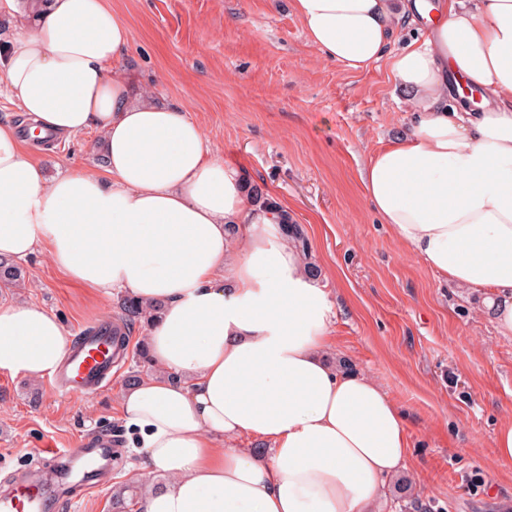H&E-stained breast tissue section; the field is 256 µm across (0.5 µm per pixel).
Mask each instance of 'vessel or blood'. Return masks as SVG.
Listing matches in <instances>:
<instances>
[{"label": "vessel or blood", "mask_w": 512, "mask_h": 512, "mask_svg": "<svg viewBox=\"0 0 512 512\" xmlns=\"http://www.w3.org/2000/svg\"><path fill=\"white\" fill-rule=\"evenodd\" d=\"M120 342V337L114 336L111 326L105 323L83 332L51 379V388L73 399L104 389L111 381L113 364L124 353ZM42 452L53 460L81 464L82 476L74 484V496L78 499L112 472L113 440L107 431L81 437L62 452L48 443ZM54 507L48 490L36 480L14 483L0 494V512H53Z\"/></svg>", "instance_id": "obj_1"}]
</instances>
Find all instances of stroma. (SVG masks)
<instances>
[{
  "mask_svg": "<svg viewBox=\"0 0 512 512\" xmlns=\"http://www.w3.org/2000/svg\"><path fill=\"white\" fill-rule=\"evenodd\" d=\"M130 30L122 61L137 89L184 108L216 148L235 157L301 224L332 310V356L375 378L406 415L413 456L390 482L391 512H512V465L493 447L512 421V341L498 336L476 293L454 287L408 255L372 212L359 179L365 160L412 125L392 57L423 39L402 25L387 55L362 71L324 59L290 0H110ZM91 128L29 143L51 177L104 166ZM25 284L0 288V304L52 311L70 333L121 321L123 291H85L37 250ZM148 325L129 326L131 355L101 392L73 401L47 379L0 372V477L48 470L43 442L70 447L111 430L120 448L112 476L59 512H112L116 488L136 484L138 455L119 398Z\"/></svg>",
  "mask_w": 512,
  "mask_h": 512,
  "instance_id": "35a3bbf8",
  "label": "stroma"
}]
</instances>
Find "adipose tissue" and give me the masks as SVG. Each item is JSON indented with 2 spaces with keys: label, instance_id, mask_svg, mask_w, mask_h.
<instances>
[{
  "label": "adipose tissue",
  "instance_id": "ef3b65f1",
  "mask_svg": "<svg viewBox=\"0 0 512 512\" xmlns=\"http://www.w3.org/2000/svg\"><path fill=\"white\" fill-rule=\"evenodd\" d=\"M0 82L31 130L99 129L103 171L44 178L0 125V260L46 248L71 281L161 303L152 373L127 387L122 421L142 455L143 512H382L412 442L400 406L330 348L332 305L302 254L249 203L244 175L184 110L137 92L117 65L130 34L108 0H0ZM309 41L361 71L402 22L420 45L392 59L417 113L371 155V210L451 285L477 292L512 339V0H293ZM484 90L449 109L448 78ZM238 225V241L225 227ZM72 345L59 318L0 304V371L40 379ZM247 437L265 454L237 447ZM161 484L150 483V476Z\"/></svg>",
  "mask_w": 512,
  "mask_h": 512
}]
</instances>
